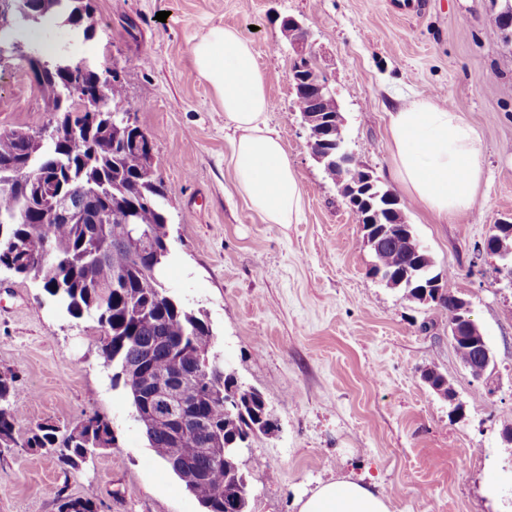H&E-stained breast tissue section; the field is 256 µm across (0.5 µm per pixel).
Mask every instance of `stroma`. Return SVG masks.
<instances>
[{"label":"stroma","mask_w":512,"mask_h":512,"mask_svg":"<svg viewBox=\"0 0 512 512\" xmlns=\"http://www.w3.org/2000/svg\"><path fill=\"white\" fill-rule=\"evenodd\" d=\"M94 33L19 28L13 40L49 42L71 61L111 67L126 88L118 109L153 141V164L171 187L165 208L166 283L202 310L225 365L260 390L275 434L252 438L250 512H298L297 501L339 475L362 476L390 512H512V286L498 257L476 249L512 220V39L504 0H425L403 17L385 0H91ZM167 12L158 21L157 12ZM292 16L336 90L345 145L395 192L435 271L468 299L494 365L473 381L448 338V314L371 278L363 228L307 146L289 80L293 52L281 32ZM215 26L253 47L303 192L297 224H270L239 193L224 110L199 75L192 47ZM422 94L460 112L483 141L478 207L440 223L393 178L389 114ZM41 92L23 61L0 66V132L39 128ZM95 318L62 314L31 281L0 270V371L20 389L16 430L65 429L87 415L109 421L112 447L73 470L56 456L0 455V512H58L54 489L99 512H201L155 455L113 386ZM444 375L463 404L451 413L424 382Z\"/></svg>","instance_id":"obj_1"}]
</instances>
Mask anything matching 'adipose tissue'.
I'll return each instance as SVG.
<instances>
[{
  "label": "adipose tissue",
  "mask_w": 512,
  "mask_h": 512,
  "mask_svg": "<svg viewBox=\"0 0 512 512\" xmlns=\"http://www.w3.org/2000/svg\"><path fill=\"white\" fill-rule=\"evenodd\" d=\"M193 61L224 108L231 130L237 186L270 224L299 223L303 196L278 132L267 121L266 81L251 44L233 28L210 29L194 45ZM394 174L412 201L441 219L471 212L479 202L481 137L475 127L430 96L389 115ZM298 512H390L385 498L349 476L302 496Z\"/></svg>",
  "instance_id": "ef3b65f1"
}]
</instances>
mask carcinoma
Listing matches in <instances>:
<instances>
[{
	"label": "carcinoma",
	"instance_id": "obj_1",
	"mask_svg": "<svg viewBox=\"0 0 512 512\" xmlns=\"http://www.w3.org/2000/svg\"><path fill=\"white\" fill-rule=\"evenodd\" d=\"M14 23L41 26L61 19L85 38L96 28L89 0H8ZM53 72L62 73L70 60L41 49L32 50ZM86 81L118 104L125 88L118 77H107L90 63ZM42 111L47 125L0 134V269L36 283L58 309L72 318L96 317L101 328V356L112 369V384L133 393L129 367H145L165 379L185 371L190 376L182 396L198 421L178 439L171 423L156 420L142 427L149 447L170 465L184 487L199 501L203 512H249L247 465H259L238 456L235 449L258 433H267L258 412L265 405L255 388L239 387L241 410L224 413V386L234 381L224 368L212 328L201 312L186 307L165 285L170 254L168 216L164 209L172 189L153 168L147 154V134L120 112L96 123L62 111L81 97L60 80L41 86ZM335 101L318 104L336 139ZM74 122L62 138L44 131L58 121ZM33 176L70 197L77 218L63 220L49 200L37 192L23 194L12 187L20 176ZM417 240L391 234L379 261L392 272L415 268L413 285L398 286L403 296H416V286L438 280L440 305L455 319L457 293L443 276L433 273L428 252L416 251ZM118 287H113V282ZM19 390L10 370L0 372V453L14 448L56 455L72 469L86 463L101 446H112V428L92 415L59 434L58 428L38 424L25 436L16 431ZM210 448L203 455L200 449ZM185 460L177 468L170 461ZM59 512H96L90 499H72L56 491Z\"/></svg>",
	"mask_w": 512,
	"mask_h": 512
}]
</instances>
